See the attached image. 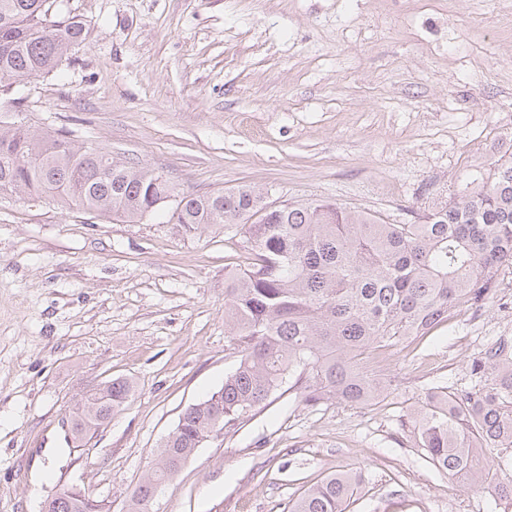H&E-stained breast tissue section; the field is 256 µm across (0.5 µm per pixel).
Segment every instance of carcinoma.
<instances>
[{"label": "carcinoma", "mask_w": 512, "mask_h": 512, "mask_svg": "<svg viewBox=\"0 0 512 512\" xmlns=\"http://www.w3.org/2000/svg\"><path fill=\"white\" fill-rule=\"evenodd\" d=\"M47 0H0V93L22 78L63 64L66 46L84 39L73 18L61 31L33 29ZM175 191L149 171L101 149L29 129H0V195L49 194L106 218L141 221L149 198ZM255 189L180 194L179 218L198 229L240 228L245 261L224 271V324L235 363L224 385L188 407L135 488L127 512H147L172 471L216 429L236 432L283 385L302 405L326 401L362 408L381 399L387 380L358 357L422 340L452 308L479 309L512 270V159L494 162L477 184L411 224H388L334 203L289 202L261 224ZM469 390L429 392L406 414L414 445L428 462L468 487L512 500L491 451H512V336H501L470 363ZM135 391L112 379L72 410V436L90 439ZM358 491L352 471L322 478L288 502L287 512H345ZM51 512H82L67 490Z\"/></svg>", "instance_id": "cac0c4a2"}]
</instances>
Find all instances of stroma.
<instances>
[{
	"label": "stroma",
	"instance_id": "1",
	"mask_svg": "<svg viewBox=\"0 0 512 512\" xmlns=\"http://www.w3.org/2000/svg\"><path fill=\"white\" fill-rule=\"evenodd\" d=\"M88 29L60 71L19 80L0 126L59 132L178 190L246 183L391 224L512 157V0H59ZM237 228L106 219L0 197V512H41L80 485L125 512L181 414L233 360L224 267ZM512 336V274L496 299L425 341L385 349V400L297 405L274 394L206 442L153 512H283L353 470L348 512H512L414 447L401 418L428 389L475 384L473 357ZM130 378L133 398L89 447L62 424L83 394Z\"/></svg>",
	"mask_w": 512,
	"mask_h": 512
}]
</instances>
